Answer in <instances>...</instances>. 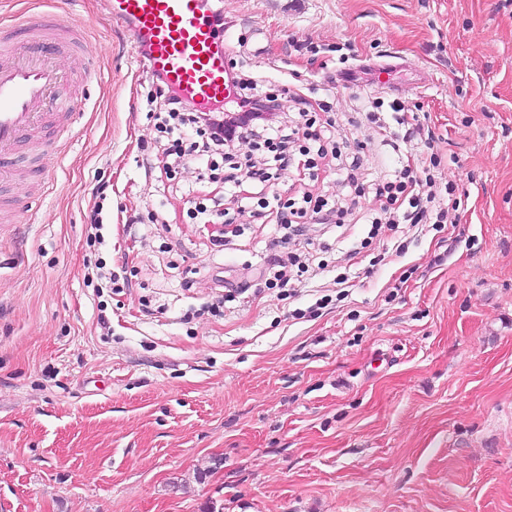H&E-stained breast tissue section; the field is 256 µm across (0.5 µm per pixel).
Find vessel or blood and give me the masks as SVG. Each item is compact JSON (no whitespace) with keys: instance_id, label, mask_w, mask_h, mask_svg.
Segmentation results:
<instances>
[{"instance_id":"vessel-or-blood-1","label":"vessel or blood","mask_w":512,"mask_h":512,"mask_svg":"<svg viewBox=\"0 0 512 512\" xmlns=\"http://www.w3.org/2000/svg\"><path fill=\"white\" fill-rule=\"evenodd\" d=\"M108 22L128 27L149 75L198 109L223 103L226 36L209 0H108ZM65 15H31L0 25V176L14 172V148L47 118L81 112L62 94Z\"/></svg>"}]
</instances>
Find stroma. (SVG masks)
Segmentation results:
<instances>
[{
  "instance_id": "obj_1",
  "label": "stroma",
  "mask_w": 512,
  "mask_h": 512,
  "mask_svg": "<svg viewBox=\"0 0 512 512\" xmlns=\"http://www.w3.org/2000/svg\"><path fill=\"white\" fill-rule=\"evenodd\" d=\"M213 5L243 74L319 83L365 180L408 148L404 126L378 134L362 114L404 101L462 205L440 225L348 221L287 244L232 211L244 233L214 250L185 193L233 190L193 165L166 189L150 176L152 78L103 0H0V20L62 10L85 31L60 60L83 109L46 131L51 179L25 143L0 180V205L31 206L0 221V512H512V0ZM345 56L375 80L339 79ZM133 214L154 220L133 235ZM286 249L327 265L289 296L264 279ZM98 257L130 286L96 297ZM229 284L244 294L206 312ZM105 187H99L97 190L98 201L94 203L93 207L90 210V214L88 215V224L89 230L91 231L88 236V244L90 246L103 245L105 242V237L103 230L106 226L104 224V217L102 215L104 210V201L107 198L105 194Z\"/></svg>"
}]
</instances>
